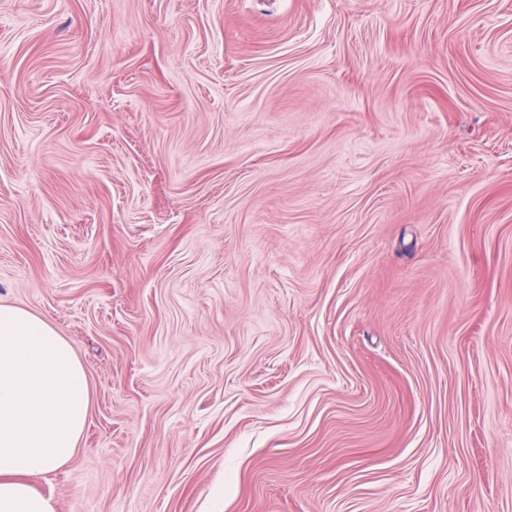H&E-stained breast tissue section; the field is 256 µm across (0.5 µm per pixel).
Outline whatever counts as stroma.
I'll return each instance as SVG.
<instances>
[{"mask_svg": "<svg viewBox=\"0 0 512 512\" xmlns=\"http://www.w3.org/2000/svg\"><path fill=\"white\" fill-rule=\"evenodd\" d=\"M0 304L58 512H512V0H0ZM86 371L28 309L0 305V512H57L32 483L64 467L88 421Z\"/></svg>", "mask_w": 512, "mask_h": 512, "instance_id": "35a3bbf8", "label": "stroma"}]
</instances>
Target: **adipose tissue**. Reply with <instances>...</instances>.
<instances>
[{
    "label": "adipose tissue",
    "instance_id": "obj_1",
    "mask_svg": "<svg viewBox=\"0 0 512 512\" xmlns=\"http://www.w3.org/2000/svg\"><path fill=\"white\" fill-rule=\"evenodd\" d=\"M86 371L28 309L0 305V512H57L34 479L64 467L88 421Z\"/></svg>",
    "mask_w": 512,
    "mask_h": 512
}]
</instances>
